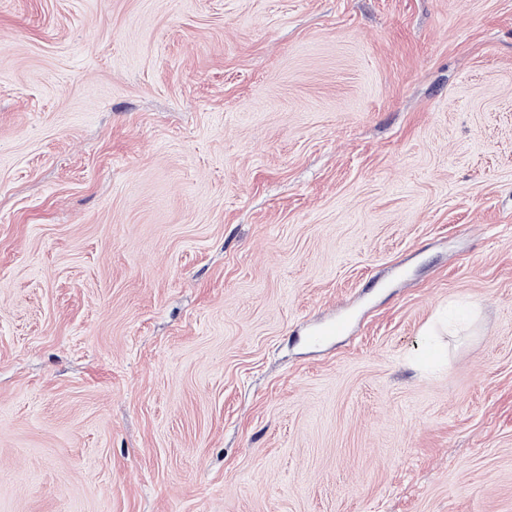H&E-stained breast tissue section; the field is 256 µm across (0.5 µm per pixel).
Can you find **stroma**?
Here are the masks:
<instances>
[{
    "label": "stroma",
    "mask_w": 512,
    "mask_h": 512,
    "mask_svg": "<svg viewBox=\"0 0 512 512\" xmlns=\"http://www.w3.org/2000/svg\"><path fill=\"white\" fill-rule=\"evenodd\" d=\"M0 512H512V0H0Z\"/></svg>",
    "instance_id": "obj_1"
}]
</instances>
